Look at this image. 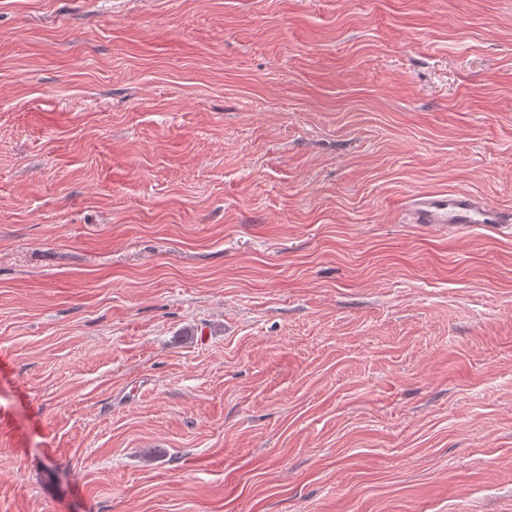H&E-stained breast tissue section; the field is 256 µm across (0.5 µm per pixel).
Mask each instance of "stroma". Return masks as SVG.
I'll return each mask as SVG.
<instances>
[{"instance_id":"obj_1","label":"stroma","mask_w":512,"mask_h":512,"mask_svg":"<svg viewBox=\"0 0 512 512\" xmlns=\"http://www.w3.org/2000/svg\"><path fill=\"white\" fill-rule=\"evenodd\" d=\"M512 0H0V512H512ZM401 205L407 224L438 227H447L448 224V229L479 225L512 228L511 209L491 207L468 192L424 191L410 196Z\"/></svg>"}]
</instances>
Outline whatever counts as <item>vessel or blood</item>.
Here are the masks:
<instances>
[{"instance_id":"1","label":"vessel or blood","mask_w":512,"mask_h":512,"mask_svg":"<svg viewBox=\"0 0 512 512\" xmlns=\"http://www.w3.org/2000/svg\"><path fill=\"white\" fill-rule=\"evenodd\" d=\"M411 224L462 229L479 225L510 227L512 210L489 206L475 195L463 191H424L402 204Z\"/></svg>"}]
</instances>
